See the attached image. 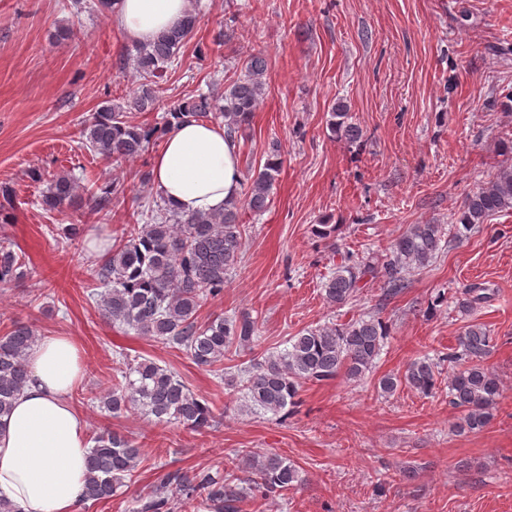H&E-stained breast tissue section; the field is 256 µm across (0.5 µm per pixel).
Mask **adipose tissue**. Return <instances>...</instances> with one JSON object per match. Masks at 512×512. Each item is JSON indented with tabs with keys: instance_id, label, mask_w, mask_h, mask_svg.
I'll return each instance as SVG.
<instances>
[{
	"instance_id": "obj_1",
	"label": "adipose tissue",
	"mask_w": 512,
	"mask_h": 512,
	"mask_svg": "<svg viewBox=\"0 0 512 512\" xmlns=\"http://www.w3.org/2000/svg\"><path fill=\"white\" fill-rule=\"evenodd\" d=\"M188 0H117L112 19L135 42L174 26ZM153 184L172 210H221L239 196L238 147L223 128L187 119L152 162ZM28 380L0 418V498L20 512H75L87 479V424L69 402L83 375L70 337L44 336L31 347Z\"/></svg>"
}]
</instances>
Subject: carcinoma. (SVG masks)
Here are the masks:
<instances>
[{
    "label": "carcinoma",
    "mask_w": 512,
    "mask_h": 512,
    "mask_svg": "<svg viewBox=\"0 0 512 512\" xmlns=\"http://www.w3.org/2000/svg\"><path fill=\"white\" fill-rule=\"evenodd\" d=\"M198 24L199 13L192 6L173 28L127 53L139 73V86L121 102L99 108L82 129L85 144L103 163L142 155L152 140L172 133L185 117L209 122L223 119L224 136L236 143L250 129L264 94L267 61L261 54L246 60L243 76L225 86L220 96L201 95L182 102L159 124L127 120L129 112L155 110V78L176 61ZM346 115L344 106L335 107L330 129L340 138L357 142L362 130L346 122ZM282 164L280 144L274 141L263 169L244 174L248 188L242 197L219 211L178 213L165 205L141 207L139 219L125 225L95 270L89 297L96 301L101 316L114 325L183 348L198 367L208 371H222L228 353L251 348L257 323L250 315H218L200 322L199 310L204 300L224 293L226 277L237 263L248 231V225L240 223L241 211L259 214L267 209ZM31 179L47 181L41 195L45 209L72 211L73 222L55 228L56 236L65 243L80 240L85 232L84 218L99 212L120 191L110 182L87 196L68 174H54L46 180L34 170ZM13 210L12 193L5 188L0 192L1 224L12 223ZM509 210L512 165L506 164L492 180L466 197L459 223L448 228L413 224L377 262L346 253L322 282L324 299L332 306H344L368 280L380 282L385 294L397 295L407 287V273L435 261L444 236L458 239L488 217ZM26 275L22 254L0 245V283L19 282ZM464 295L458 307L465 312L489 299L488 289L477 285L465 289ZM387 336L388 326L372 316L307 329L290 338V347L284 352L239 369V382L253 405L276 415L298 404L299 392L308 382L321 383L340 374L355 381L364 377L374 367ZM36 339L31 327L20 324L0 334V417L11 412L15 396L26 382L27 356ZM493 347V336L485 325H468L453 350L435 360L416 359L403 373L382 376L378 386L385 394L404 386L427 395L435 389L442 366L447 364L453 368L448 376L449 403L460 412L456 429L480 433L491 419L502 388L499 377L484 366ZM123 364L122 380L99 395L100 408L113 415L136 409L154 416L159 423L174 421L193 431L214 422L212 403L192 392L169 368L145 358ZM90 441L93 445L82 500L109 499L123 478L134 472L141 450L109 430L94 434ZM242 463L248 476L238 483L218 472L165 473L153 490L137 501L133 512H175L200 497L209 500L217 512H239V504L249 498L274 497L302 482L297 466L277 453L249 454Z\"/></svg>",
    "instance_id": "cac0c4a2"
}]
</instances>
